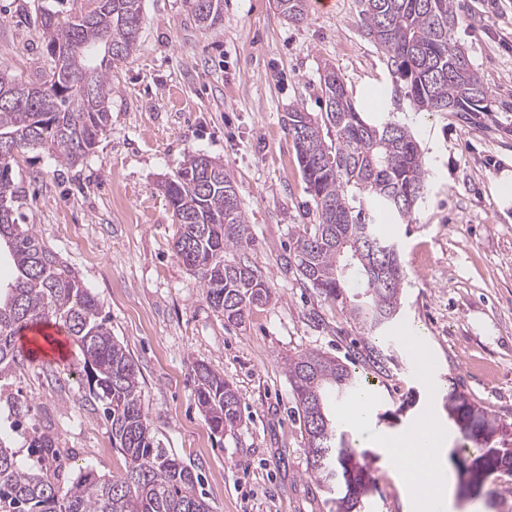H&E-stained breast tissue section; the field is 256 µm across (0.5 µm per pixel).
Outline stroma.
<instances>
[{
  "label": "stroma",
  "mask_w": 512,
  "mask_h": 512,
  "mask_svg": "<svg viewBox=\"0 0 512 512\" xmlns=\"http://www.w3.org/2000/svg\"><path fill=\"white\" fill-rule=\"evenodd\" d=\"M454 39L488 90V110L466 120L414 112L397 97L382 51L364 34L360 0H313L294 24L273 0H224L211 28L187 0H143L136 51L112 66V121L83 164L69 167L31 150L13 178L18 211L58 251L104 305L112 334L141 372L142 401L161 445L201 477L211 512H329L307 476L308 450L285 369L289 357L320 350L348 362L359 335L336 304L308 288L288 263L305 191L285 130L296 104L323 109L319 77L335 65L354 101L383 87L384 118L406 124L423 153L427 193L411 222L392 225L407 278L389 327L395 358L372 377L371 434L347 437L370 465L374 489L363 512H408V497L376 435H397L421 416L446 434L454 512H512V475L492 476L467 493L465 441L444 396L456 383L500 426L496 445L512 448V208L500 211L492 178L512 163V0H454ZM93 0H0V69L25 82L48 70L42 9L70 18ZM192 151L223 162L244 204L252 242L235 253L268 281L269 303L242 325L225 322L197 277L173 251L177 230L157 188ZM421 335L429 378L410 362L397 332ZM237 389L241 423L212 433L195 401V363ZM29 407L16 418L14 400ZM42 431L71 468L112 475L124 458L90 398L81 355L22 362L0 377V440L36 465Z\"/></svg>",
  "instance_id": "1"
}]
</instances>
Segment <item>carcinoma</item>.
Masks as SVG:
<instances>
[{"instance_id": "obj_1", "label": "carcinoma", "mask_w": 512, "mask_h": 512, "mask_svg": "<svg viewBox=\"0 0 512 512\" xmlns=\"http://www.w3.org/2000/svg\"><path fill=\"white\" fill-rule=\"evenodd\" d=\"M88 16L60 19L46 10L41 25L52 62L46 85L16 82L0 70V247L7 248L16 277L0 287V374L20 363L17 336L31 327L55 325L79 348L89 395L110 421L112 447L124 472L101 475L88 467L73 472L57 442L34 439L49 469L25 468L0 441V512H211L197 493L198 474L160 446L142 402L139 368L112 336L100 299L59 254L24 223L15 203L16 158L40 148L60 163L84 161L111 124L112 63L136 49L142 0H95ZM194 11L202 27L216 25L224 0H204ZM365 35L386 56L410 105L420 112H485L488 91L465 48L454 41V0H361ZM292 23L302 22L308 0H274ZM320 89L325 111L297 105L286 130L296 152L313 220L298 225L293 261L304 283L342 306L359 330L370 369L389 371L393 355L376 344L378 333L397 317L405 271L394 242L379 225L412 218L425 194L428 171L409 129L364 119L344 77L324 66ZM178 220L173 250L201 280L207 301L229 324L272 298L267 279L227 254L251 243L245 209L224 163L195 152L161 183ZM363 291L349 293L352 281ZM195 399L212 431L240 425V397L219 373L199 363ZM308 448V477L329 495L335 512H354L374 484L371 470L341 432L326 406V394L343 400L367 377L320 351H305L286 366ZM448 417L475 447L472 462L486 474L499 472V456L486 436L499 429L456 385L446 394Z\"/></svg>"}]
</instances>
